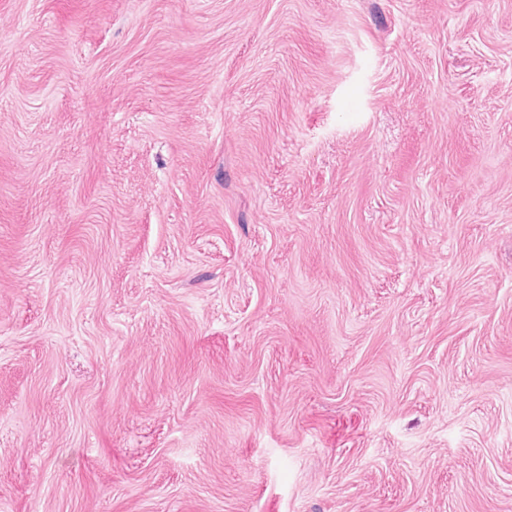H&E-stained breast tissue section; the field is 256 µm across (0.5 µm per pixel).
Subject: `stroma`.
<instances>
[{"label":"stroma","instance_id":"stroma-1","mask_svg":"<svg viewBox=\"0 0 512 512\" xmlns=\"http://www.w3.org/2000/svg\"><path fill=\"white\" fill-rule=\"evenodd\" d=\"M0 512H512V0H0Z\"/></svg>","mask_w":512,"mask_h":512}]
</instances>
